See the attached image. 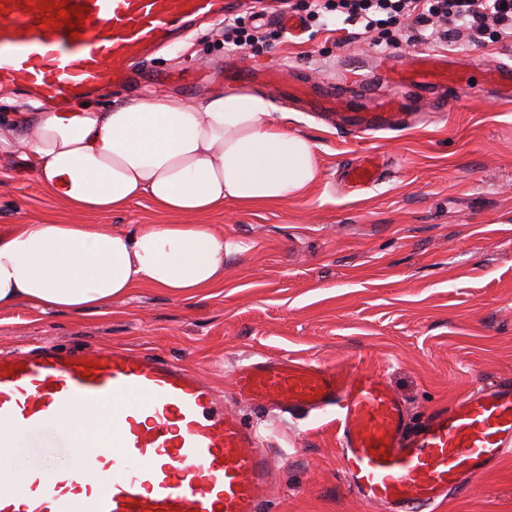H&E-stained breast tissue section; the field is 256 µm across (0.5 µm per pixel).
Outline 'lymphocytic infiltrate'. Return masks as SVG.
I'll return each instance as SVG.
<instances>
[{"label":"lymphocytic infiltrate","instance_id":"f902f5d3","mask_svg":"<svg viewBox=\"0 0 512 512\" xmlns=\"http://www.w3.org/2000/svg\"><path fill=\"white\" fill-rule=\"evenodd\" d=\"M336 19L372 32L401 24L407 42H458L464 33L512 37V0H336Z\"/></svg>","mask_w":512,"mask_h":512}]
</instances>
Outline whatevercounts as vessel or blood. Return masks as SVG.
Returning a JSON list of instances; mask_svg holds the SVG:
<instances>
[{
    "label": "vessel or blood",
    "instance_id": "vessel-or-blood-1",
    "mask_svg": "<svg viewBox=\"0 0 512 512\" xmlns=\"http://www.w3.org/2000/svg\"><path fill=\"white\" fill-rule=\"evenodd\" d=\"M52 0H0V88L64 103L93 95L102 78L133 81L134 66L188 23L218 18L235 0H63L79 25L43 24ZM465 62L439 51L366 71L350 88L282 86L279 71L228 73L241 85L287 89L304 111L354 133L389 131L420 118L418 99L438 93L437 111L463 83ZM490 82L512 106V64ZM381 174L372 158L344 181L365 189ZM233 393L338 423L349 487L377 512L441 502L512 451V386L487 385L409 421L381 376L347 364L289 356L249 358ZM72 417L78 427L58 428ZM111 454H104V443ZM22 482L25 494L12 490ZM0 512H261L270 486L268 451L256 431L219 407L193 370L137 349L45 347L0 354Z\"/></svg>",
    "mask_w": 512,
    "mask_h": 512
}]
</instances>
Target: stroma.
<instances>
[{
  "label": "stroma",
  "mask_w": 512,
  "mask_h": 512,
  "mask_svg": "<svg viewBox=\"0 0 512 512\" xmlns=\"http://www.w3.org/2000/svg\"><path fill=\"white\" fill-rule=\"evenodd\" d=\"M287 10L300 35L284 30L236 49L223 20L203 21L141 61L135 82L103 81L90 102L106 110L153 92L191 104L224 88L226 68L257 64L284 69L289 81L352 79L360 66L412 50L338 40L304 0H249L233 15L249 33ZM453 50L475 59L472 88L412 129L349 134L272 96L289 113V130L317 143L319 179L279 207L232 205L204 216L244 246L225 257L221 287L188 299L137 288L110 311L84 316L1 310L0 352L128 346L193 368L272 450L262 512H370L348 487L332 416L282 417L240 403L233 369L252 353L349 362L382 375L412 418L481 385L512 384V109L480 86L484 71L512 59V41L481 33ZM154 74L166 82L152 83ZM366 154L384 160L385 175L349 191L343 170ZM19 167L0 153V232L48 217L112 230L158 219L144 201L110 214L67 213ZM417 512H512V454L450 489L438 510Z\"/></svg>",
  "instance_id": "1"
}]
</instances>
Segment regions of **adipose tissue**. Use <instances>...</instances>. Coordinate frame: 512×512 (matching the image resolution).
<instances>
[{
  "mask_svg": "<svg viewBox=\"0 0 512 512\" xmlns=\"http://www.w3.org/2000/svg\"><path fill=\"white\" fill-rule=\"evenodd\" d=\"M0 152L65 209L112 213L143 199L163 217L125 231L44 220L0 233V310L72 316L106 312L139 287L179 299L219 287L225 256L241 246L198 216L288 202L319 175L315 143L290 133L287 113L261 92L23 112Z\"/></svg>",
  "mask_w": 512,
  "mask_h": 512,
  "instance_id": "ef3b65f1",
  "label": "adipose tissue"
}]
</instances>
